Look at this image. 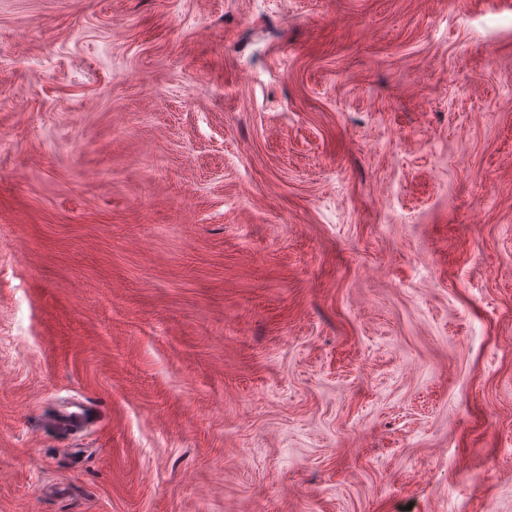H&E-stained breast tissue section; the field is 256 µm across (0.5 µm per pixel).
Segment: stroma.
Here are the masks:
<instances>
[{"label":"stroma","mask_w":512,"mask_h":512,"mask_svg":"<svg viewBox=\"0 0 512 512\" xmlns=\"http://www.w3.org/2000/svg\"><path fill=\"white\" fill-rule=\"evenodd\" d=\"M0 137V512H512V0H0Z\"/></svg>","instance_id":"obj_1"}]
</instances>
